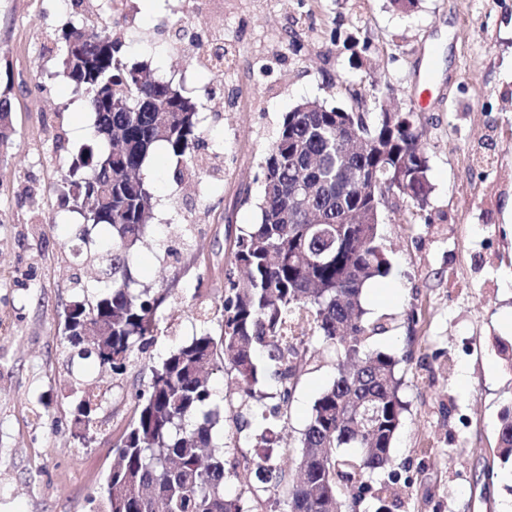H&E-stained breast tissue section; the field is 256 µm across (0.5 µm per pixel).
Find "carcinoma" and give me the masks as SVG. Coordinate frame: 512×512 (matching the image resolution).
Returning a JSON list of instances; mask_svg holds the SVG:
<instances>
[{"label": "carcinoma", "instance_id": "carcinoma-1", "mask_svg": "<svg viewBox=\"0 0 512 512\" xmlns=\"http://www.w3.org/2000/svg\"><path fill=\"white\" fill-rule=\"evenodd\" d=\"M122 0H104L101 13L61 29L60 64L74 93L94 114L96 139L81 147L62 172L67 210L83 223L104 225L96 249L100 276L76 281L83 300L65 312L64 339L111 371H124L157 335V312L167 292H151L134 276L132 257L152 217L154 196L142 169L154 146L197 167L206 165L198 104L153 73L128 63L124 41L109 20ZM429 159L415 112L363 113L307 100L285 113L261 165L260 221L235 230L224 295L214 317L219 335L204 333L173 348L151 367L134 396L102 495V512H266L264 493L288 483V512H356L366 497L389 512L384 488L372 476L393 464L392 445L405 407L399 397V360L370 351L378 330L365 320L363 290L388 275L390 263L372 214V197L356 184L365 173L416 208L432 192ZM303 312L337 355L336 379L315 400L301 433L299 475L286 480L270 449L280 447L272 420L288 405L312 356L309 341L284 342L283 328ZM264 352L279 383L277 402L256 391ZM233 376L236 439L261 449L236 456L214 432L210 371ZM79 440L87 438L103 396L77 388ZM245 436H240V433ZM499 454L512 457V409L503 410ZM355 448L338 456V448ZM241 490L225 493L228 481Z\"/></svg>", "mask_w": 512, "mask_h": 512}]
</instances>
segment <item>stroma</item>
I'll list each match as a JSON object with an SVG mask.
<instances>
[{
	"label": "stroma",
	"mask_w": 512,
	"mask_h": 512,
	"mask_svg": "<svg viewBox=\"0 0 512 512\" xmlns=\"http://www.w3.org/2000/svg\"><path fill=\"white\" fill-rule=\"evenodd\" d=\"M126 0L116 27L129 63L147 66L202 102L206 145L224 161L205 174L166 147L143 174L154 209L132 262L141 283L169 289L155 343L124 374L94 361L71 373L64 310L94 265L80 253L81 220L63 210L58 174L90 142L93 115L60 72L55 38L70 20L63 0H0V93L12 101V134L0 148V512H98L119 429L150 366L193 335L215 308L230 265L224 215L257 223L260 164L285 112L317 99L343 109L359 88L364 110L380 102L418 113L429 147V204L394 201L379 232L390 271L364 291L380 330L369 349L399 358L406 406L393 444L391 512H501L512 501L497 427L512 406V369L501 325L512 310V0ZM194 10L181 37L169 27ZM224 36L237 50L232 73L207 74L195 40ZM365 42L354 60L349 37ZM250 185L253 203L236 191ZM299 378L278 464L294 474L299 440L319 395L336 378L331 350ZM468 372L460 381V372ZM111 388L89 446L72 432L77 383Z\"/></svg>",
	"instance_id": "1"
}]
</instances>
